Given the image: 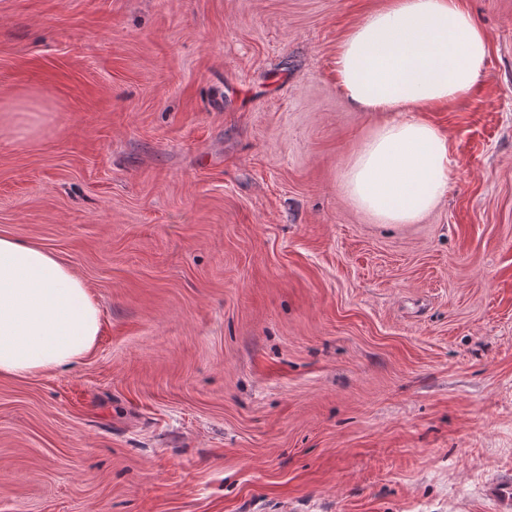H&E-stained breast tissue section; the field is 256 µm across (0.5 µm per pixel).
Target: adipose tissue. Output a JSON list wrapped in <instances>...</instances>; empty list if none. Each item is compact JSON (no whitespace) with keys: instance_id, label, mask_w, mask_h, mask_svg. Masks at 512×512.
I'll list each match as a JSON object with an SVG mask.
<instances>
[{"instance_id":"1","label":"adipose tissue","mask_w":512,"mask_h":512,"mask_svg":"<svg viewBox=\"0 0 512 512\" xmlns=\"http://www.w3.org/2000/svg\"><path fill=\"white\" fill-rule=\"evenodd\" d=\"M487 43L459 0H387L340 41L336 83L381 115L344 175L352 202L383 224H412L443 199L448 139L418 114L471 91ZM100 310L51 251L0 236V377L71 368L92 352Z\"/></svg>"}]
</instances>
